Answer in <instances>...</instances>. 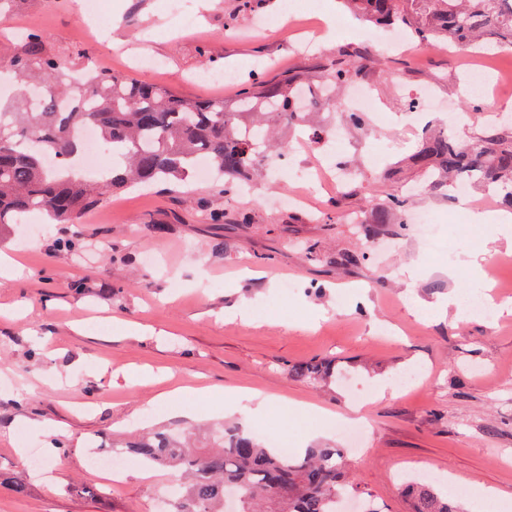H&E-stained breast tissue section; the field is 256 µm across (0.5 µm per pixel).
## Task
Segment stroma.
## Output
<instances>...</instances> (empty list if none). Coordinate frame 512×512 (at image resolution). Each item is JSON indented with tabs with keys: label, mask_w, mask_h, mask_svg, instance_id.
<instances>
[{
	"label": "stroma",
	"mask_w": 512,
	"mask_h": 512,
	"mask_svg": "<svg viewBox=\"0 0 512 512\" xmlns=\"http://www.w3.org/2000/svg\"><path fill=\"white\" fill-rule=\"evenodd\" d=\"M321 5L291 18L286 0H188L196 24L179 35L169 30L168 0H107L111 35L101 40L83 27L77 0L11 4L16 28L0 32L1 61L22 55L35 30L44 54L60 57L69 73L90 62L186 98L230 101L240 81L301 70L305 29L325 63L342 46L366 50L362 83L387 118L370 133L345 127L334 155L350 167L371 150L380 169L346 195L317 193L310 209L282 204L297 188L292 181L262 179L252 192L232 193L192 180L108 191L76 223L34 216L0 234V252L15 261L0 274V512H160L155 482L178 481L176 472L133 469L108 484L89 447L160 423L210 420L245 425L261 441L286 440L297 452L313 433L346 448L356 506L371 497L387 512H411L402 480L429 469L463 484L467 510L491 487L499 512H512V314L491 323L430 311L475 289L466 260L476 240L496 241L486 263L492 281L512 280V264L498 260L508 247L492 225L460 232L465 213L455 198L430 192L408 161L425 130L482 110L459 92L465 69L511 70L512 51L474 56L460 45L388 54L383 41L335 28L337 0ZM139 54L161 69L137 67ZM205 69L238 78L194 80ZM425 88L439 108H418ZM395 195L407 196L409 210L438 216L446 252L426 259L409 224L349 223ZM203 206L223 212V222H200ZM75 233L80 249L59 250L58 239ZM345 252L369 260L337 265ZM285 281L294 294H282ZM244 298L252 307L243 316ZM316 362L333 364L331 376L291 372ZM409 371L419 384H399ZM181 385L221 388L234 401L183 396L158 412L157 395ZM357 405L370 432L350 449L339 428ZM21 428L29 445L17 440ZM32 447L44 451L47 469L28 465Z\"/></svg>",
	"instance_id": "obj_1"
}]
</instances>
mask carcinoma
Returning <instances> with one entry per match:
<instances>
[{
  "instance_id": "cac0c4a2",
  "label": "carcinoma",
  "mask_w": 512,
  "mask_h": 512,
  "mask_svg": "<svg viewBox=\"0 0 512 512\" xmlns=\"http://www.w3.org/2000/svg\"><path fill=\"white\" fill-rule=\"evenodd\" d=\"M362 20L398 28L407 38L444 46L467 43L479 50L512 48V0H343ZM28 50L9 62L18 78L38 66L42 91L17 112L0 105V229L31 214L53 224H74L95 208L106 191L143 182L178 185L193 176L198 156L210 158L219 177L241 181L263 171L260 147L273 141L272 122L305 121L297 98L322 103L355 81L364 64L313 65L300 77L283 72L272 81L240 86L235 101L190 99L122 72L90 71L72 79L63 63L42 55L41 36H26ZM95 128L101 141L120 148L101 180L70 175L83 150L78 132ZM433 189L482 178L500 185L503 207L512 209V124L503 120L462 142L434 132L410 156ZM406 199L364 217L367 224H396ZM120 447L153 468L181 473L180 493L170 512H224V492L232 487L239 512H337L347 492V459L334 445L285 455L260 444L239 425L212 427L201 437L187 429L159 428L134 434ZM412 512H464L448 492L427 481L408 479Z\"/></svg>"
}]
</instances>
